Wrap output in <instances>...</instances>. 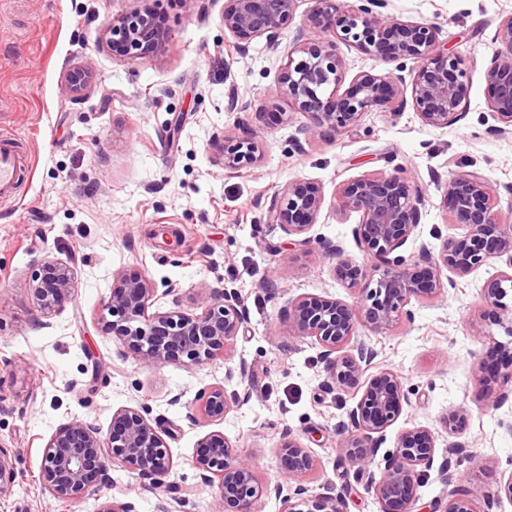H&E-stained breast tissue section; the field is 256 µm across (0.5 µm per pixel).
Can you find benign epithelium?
Masks as SVG:
<instances>
[{
	"label": "benign epithelium",
	"mask_w": 512,
	"mask_h": 512,
	"mask_svg": "<svg viewBox=\"0 0 512 512\" xmlns=\"http://www.w3.org/2000/svg\"><path fill=\"white\" fill-rule=\"evenodd\" d=\"M134 11L112 18L101 43L112 55L136 62L166 46L169 29L154 10L155 0H140ZM298 0H224V28L247 44L263 38L275 49L291 25ZM386 0H359L345 7L338 0H316L288 51L280 69L279 92L295 111L307 115L311 137L323 131L340 132L358 126L364 115L376 107L399 112L411 105L421 121L444 129L457 123L467 105L469 72L464 60L441 48L439 29L433 23L403 21L381 9ZM493 41L499 48L488 61L484 77L488 106L499 122L496 133L512 130V14L499 22ZM349 46L378 62L395 66L384 73H358L344 84V59L339 45ZM416 63L411 81L401 75L405 62ZM411 85V98L405 86ZM91 86V76L82 67L69 69L63 90L79 96ZM240 134L222 132L219 163L235 174L261 160L259 143L238 122ZM444 204L453 224L468 231L450 237L438 252L427 245L409 256L397 253L420 224L425 198L419 183L400 167L390 172H373L342 181L336 188V205L342 215L356 213L354 240L367 261L356 262L339 242L323 241L324 253L336 259L334 273L340 281L358 291L357 300L302 294L288 308V329L297 339H310L321 348L325 364L323 385L332 389L356 388L361 396L348 413L344 425L348 437L340 446L341 457L361 470L373 464L384 432L402 414L409 399L402 377L393 370L371 371L375 350L360 334L366 329L385 335L410 317L411 300L437 297L447 291L442 279L447 270L463 278L492 259L506 269L483 289V309L471 322L475 335L484 336V326L506 325L512 335V316L503 299L512 291V224L502 222L496 210L494 190L477 171L450 174L444 184ZM324 202L321 187L305 180H293L271 199L267 219L281 226L288 236H302L317 223ZM74 274L67 263L47 256L30 277V293L40 311L56 313L72 298ZM156 288L139 275H118L104 310L108 334L116 336L139 360L150 364L170 361L187 368L202 366L227 354L248 322L244 298L236 290L203 288L197 294L199 313L153 310ZM479 382L492 406L504 404L512 394V363L506 368L480 367ZM249 393L226 396L224 387L211 386L199 398L198 416L206 422H220L233 408L242 405ZM465 411L448 412V432H459L467 421ZM436 432L424 425L402 431L388 465L380 476L369 473L381 512H415L417 487L423 473L435 463ZM287 477L305 475L314 459L291 435L283 436L279 448ZM118 462L150 480L152 488L163 491L172 470L169 446L161 431L144 416L142 408L124 407L112 414V428L101 437L91 425L73 421L57 428L42 448L40 480L43 489L58 501L70 505L98 490L108 462ZM192 465L202 482L211 487L219 505L234 512H256V504L275 494L283 512H337L330 497L305 496L307 489H295L259 480L254 464L223 433L211 431L197 441ZM307 509H301V506ZM429 512H475L468 487L458 484L446 506L438 503Z\"/></svg>",
	"instance_id": "7a95c632"
}]
</instances>
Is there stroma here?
<instances>
[{
  "label": "stroma",
  "instance_id": "35a3bbf8",
  "mask_svg": "<svg viewBox=\"0 0 512 512\" xmlns=\"http://www.w3.org/2000/svg\"><path fill=\"white\" fill-rule=\"evenodd\" d=\"M137 5L0 0V133L20 138L33 164L21 200H0V463L14 473L0 481V512H95L108 497L134 502L137 512H159L160 496L115 463L99 492L70 505L38 480L40 450L58 426L77 417L105 436L117 409L139 405L169 434L176 512L219 508L192 465L197 440L214 429L241 445L258 476L272 482L281 478L277 448L292 434L318 462L301 480L309 494L334 497L340 512H379L369 472L337 453L359 395L353 388L326 392L319 346L288 334V303L304 293L353 301L354 289L336 279L335 261L318 243L342 242L347 255L362 260L352 237L358 218L337 216L334 204L337 185L363 173L396 165L419 180L425 205L402 254L423 243L436 251L465 233L464 225L449 223L444 206L443 186L453 173H483L503 222L512 224V133H494L484 78L496 50L492 37L512 13V0H390L389 15L436 24L441 45L465 60L466 111L441 130L426 126L412 107L395 114L378 107L357 128L315 138L303 134L309 118L278 88L294 28L315 0H299L278 49L258 38L243 54L221 21L224 0H157L171 40L130 63L112 56L100 38L106 21ZM76 65L94 76L80 100L62 91ZM241 120L263 158L228 175L213 138ZM294 179L318 183L324 194L305 247L266 218L274 194ZM47 256L74 272L71 300L49 317L29 292L30 275ZM504 268L489 262L440 298L411 301L409 320L370 339L376 369L399 373L410 400L385 430L371 472L383 471L399 432L414 425L439 431L436 456L444 458L452 437L443 420L449 410H466L459 436L466 448L453 470L479 512H512V502H487L512 477V398L486 406L477 382L478 362L512 363L497 348L508 336L493 325L489 337H475L469 327L484 286ZM122 273L148 276L162 312H196L202 288L237 289L249 320L233 352L195 369L128 357L101 323ZM214 385L252 395L224 421H195L199 394Z\"/></svg>",
  "mask_w": 512,
  "mask_h": 512
}]
</instances>
